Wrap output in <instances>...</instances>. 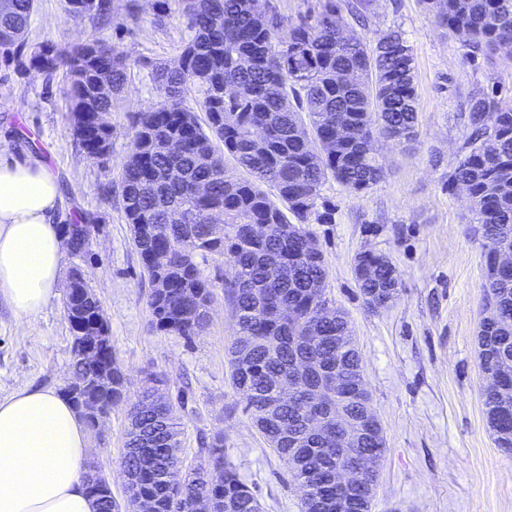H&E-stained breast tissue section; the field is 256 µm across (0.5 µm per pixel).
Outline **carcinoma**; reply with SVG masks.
<instances>
[{
    "label": "carcinoma",
    "mask_w": 512,
    "mask_h": 512,
    "mask_svg": "<svg viewBox=\"0 0 512 512\" xmlns=\"http://www.w3.org/2000/svg\"><path fill=\"white\" fill-rule=\"evenodd\" d=\"M371 0H315L307 13L288 22L271 0H177V9L190 31L177 58L152 67L151 75L162 98L133 118L135 150L127 156L119 175L121 209L129 224L133 246L139 253L144 277L150 285L148 304L155 328L189 340L207 326V307L213 284L198 259L220 256L235 269L224 282V295L237 326L230 347V378L241 393L245 409L270 447L288 466L293 479H303L314 493L302 499L303 512H366L361 487L336 485L334 474L342 464L356 463L366 454L386 448L384 433L365 429L355 443L342 447L343 430L336 426V408L350 425L362 421L371 409V395L357 393L366 385L356 345L336 349V337L352 331L343 311L330 299L314 296L328 271L318 244L305 225L327 224L330 213L320 212L317 200L331 177L346 191L359 194L383 177L373 141L381 135L409 141L416 136L417 91L412 48L398 29H390L370 42L346 35L349 20L365 17ZM435 23L468 46L469 57L489 52L512 55V0H420ZM65 10L107 25L118 14L114 0H66ZM35 12V0H9L0 11V58L21 55L25 34ZM288 27V37L280 35ZM127 56L116 46L99 40L60 50L48 44L29 56L38 73L63 70L68 79L70 112L86 113L74 126L75 138L86 156L105 158L99 143L112 141V126L99 115L112 111L122 92ZM112 76V95L104 98L96 88L101 70ZM497 85L474 90L466 104L471 130L463 156L448 184L468 186L474 204L468 223L482 237H494L504 249L512 248V102ZM204 113L200 122L198 113ZM354 130V136L332 149L336 124ZM267 131L262 143L250 131ZM181 151L167 149L169 141ZM224 153L250 173L248 180L229 177ZM208 186L204 197L193 186ZM275 189L276 199L264 191ZM179 211L182 223L170 221ZM223 215L224 234H213L210 212ZM159 232L149 237L148 225ZM249 224H280L278 237L254 241ZM169 252L163 270L154 262ZM354 272L361 295L373 307L397 296L396 268L383 254L360 253ZM484 306L497 308V319L479 322V335L506 344L512 353V275L497 271L485 260ZM98 300L84 281L71 286L64 298L72 346L81 336L75 320L97 308ZM292 306L294 324L281 322L276 310ZM196 308L194 320L184 312ZM302 336L315 340L298 343ZM107 354L94 360L72 357L71 368L98 396L102 413L128 399L126 378L112 355L109 334L102 335ZM315 360L324 368H338L348 384L336 389L325 381L324 394L313 409L323 422L321 433L300 448L288 443L299 427L311 398L316 376L298 375L296 356ZM112 377V388L99 392L101 371ZM283 383L288 401L268 410L271 385ZM487 425L500 450L512 454V380L483 396ZM130 429L126 433V473L136 498L126 503L147 512H194V502L205 495L212 512H261L254 488L245 484L235 468L224 462V438L201 437L202 462L188 471L178 487L163 474L178 464L181 447L179 423L171 401L158 387H145L130 403ZM97 512H119L121 505L106 491L88 488Z\"/></svg>",
    "instance_id": "obj_1"
}]
</instances>
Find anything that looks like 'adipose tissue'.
<instances>
[{
	"label": "adipose tissue",
	"instance_id": "adipose-tissue-1",
	"mask_svg": "<svg viewBox=\"0 0 512 512\" xmlns=\"http://www.w3.org/2000/svg\"><path fill=\"white\" fill-rule=\"evenodd\" d=\"M60 188L42 158L0 156V298L33 325L59 293L67 253ZM87 428L68 398L23 388L0 400V512H95Z\"/></svg>",
	"mask_w": 512,
	"mask_h": 512
}]
</instances>
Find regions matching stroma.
I'll return each instance as SVG.
<instances>
[{"instance_id": "1", "label": "stroma", "mask_w": 512, "mask_h": 512, "mask_svg": "<svg viewBox=\"0 0 512 512\" xmlns=\"http://www.w3.org/2000/svg\"><path fill=\"white\" fill-rule=\"evenodd\" d=\"M153 3L137 0V25L103 27L66 16L63 0H37L28 44L63 48L101 39L130 59L125 89L107 116L112 149L97 161L76 147L63 73L48 77L0 62V153L42 157L60 185L55 224L90 225L88 247L67 255L63 270L80 269L93 288L130 391L149 375L166 379L165 393L184 429L183 467L199 464L201 435H221L226 461L257 487L261 512H301L287 466L229 379L236 326L224 282L231 267L216 256L201 264L214 301L199 336L187 340L152 325L149 288L116 189L133 147V118L162 95L151 68L173 61L190 36L176 12L165 27L155 28ZM367 16L358 34L372 40L395 27L413 49L418 136L409 144L375 142L385 174L365 193H347L327 180L319 203L331 210L332 221L309 230L328 268L326 294L350 317L386 437L372 512H512V456L496 447L480 399L482 241L468 222L464 196L448 189V173L469 135L462 115L467 98L495 83L511 88L512 57L489 53L468 61L466 48L438 28L417 0H373ZM365 250L385 254L398 270L399 294L388 306L369 308L360 293L353 266ZM71 358L61 298L30 327L0 299V399L26 386L65 390ZM128 409L117 403L100 428L88 431L91 458L109 475L120 502Z\"/></svg>"}]
</instances>
